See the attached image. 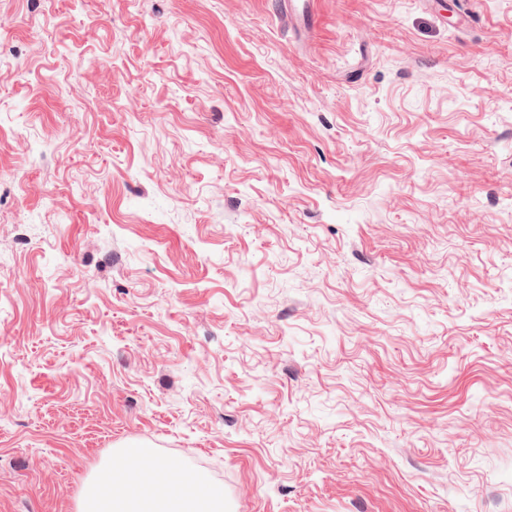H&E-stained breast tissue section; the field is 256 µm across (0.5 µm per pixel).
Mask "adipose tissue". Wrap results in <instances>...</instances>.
<instances>
[{"mask_svg":"<svg viewBox=\"0 0 512 512\" xmlns=\"http://www.w3.org/2000/svg\"><path fill=\"white\" fill-rule=\"evenodd\" d=\"M145 444L120 448L95 475L81 512H224V497L201 472L171 480Z\"/></svg>","mask_w":512,"mask_h":512,"instance_id":"adipose-tissue-1","label":"adipose tissue"}]
</instances>
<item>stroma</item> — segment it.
<instances>
[{"instance_id": "1", "label": "stroma", "mask_w": 512, "mask_h": 512, "mask_svg": "<svg viewBox=\"0 0 512 512\" xmlns=\"http://www.w3.org/2000/svg\"><path fill=\"white\" fill-rule=\"evenodd\" d=\"M312 8L0 0V512H512V0ZM145 444L120 448L95 475L81 512H223L224 497L201 472L171 480Z\"/></svg>"}]
</instances>
